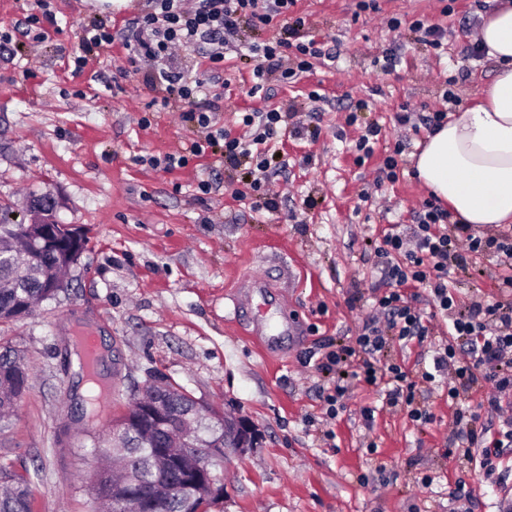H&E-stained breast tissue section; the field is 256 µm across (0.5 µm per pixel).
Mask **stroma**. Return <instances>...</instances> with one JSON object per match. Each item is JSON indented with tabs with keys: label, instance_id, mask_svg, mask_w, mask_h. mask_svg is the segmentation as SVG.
<instances>
[{
	"label": "stroma",
	"instance_id": "1",
	"mask_svg": "<svg viewBox=\"0 0 512 512\" xmlns=\"http://www.w3.org/2000/svg\"><path fill=\"white\" fill-rule=\"evenodd\" d=\"M380 10L353 14V0H297L305 17L302 41L335 47L337 59L273 91L249 95L252 68L224 62L221 123L234 110L292 105L304 111L299 133L278 149L288 162L277 210H253L238 199L243 170L213 169L208 157L187 168L150 166L149 158L189 147L199 133L171 114L154 112L155 91L141 76H122L121 42L93 53L83 70L81 33L95 21L119 29L146 0H51L56 25L32 40L14 35L0 54V204L10 223H28L31 195L53 193L57 219L78 227L88 244L66 273L64 288L32 316L0 325V342L18 350L29 370L28 390L0 431V468L27 470L33 512H95L85 479L96 456L80 445L125 414L134 394L165 379L219 413L247 418L256 448L224 468V496L211 512H448L458 481L475 491L474 512L512 503V482L495 485L448 455L452 419L447 390L433 384L424 397L434 419L416 424L381 408L376 388L353 383L345 412L326 438L324 395L336 372L309 364L325 345L348 344L372 316L380 278L375 250L391 225H409L430 199L414 171L429 135L420 129L402 153L397 181L375 183V169L400 139L395 115L439 108L445 80L467 67L453 91L460 107L478 104L496 75L485 57L464 59L486 14L499 0H378ZM397 17L400 29L384 20ZM447 29L433 50L409 27L418 17ZM395 52L383 70L379 60ZM324 100L308 113L309 91ZM364 108H357L358 100ZM150 126H141V117ZM373 153L358 161L355 144L371 127ZM217 184L198 196L197 180ZM502 270L482 257L451 278L464 301L492 299ZM279 286L284 306L303 326L286 349L265 353L248 322L224 305L249 277ZM93 337L107 387L86 409L87 381L74 362L73 337ZM377 407L372 433L358 411ZM377 445L368 452L367 441ZM368 474L369 483L358 480ZM428 474L431 485L412 484Z\"/></svg>",
	"mask_w": 512,
	"mask_h": 512
}]
</instances>
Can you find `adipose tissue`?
I'll return each instance as SVG.
<instances>
[{
	"label": "adipose tissue",
	"mask_w": 512,
	"mask_h": 512,
	"mask_svg": "<svg viewBox=\"0 0 512 512\" xmlns=\"http://www.w3.org/2000/svg\"><path fill=\"white\" fill-rule=\"evenodd\" d=\"M478 38L497 66L485 101L435 130L415 170L462 223L484 228L512 222V0L487 15Z\"/></svg>",
	"instance_id": "1"
}]
</instances>
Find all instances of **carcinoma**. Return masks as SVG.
<instances>
[{
	"label": "carcinoma",
	"instance_id": "obj_1",
	"mask_svg": "<svg viewBox=\"0 0 512 512\" xmlns=\"http://www.w3.org/2000/svg\"><path fill=\"white\" fill-rule=\"evenodd\" d=\"M33 257L29 242L22 239L0 248V322L20 318L24 306L37 305L55 298L47 284L57 274L65 271L70 257L56 252L44 259L42 270L34 276L26 272V265ZM29 374L19 353L0 345V430L9 425L16 394L24 389ZM157 401L172 417L170 428H175L184 417L197 416L193 399L171 383L158 387ZM198 435L186 447L177 449L182 456L209 460L218 478H223L224 461L211 457L207 445L224 443L222 426L203 416L196 419ZM117 436L127 446L118 456L121 471L112 475L97 471L86 477L88 486L99 503L105 506L119 499L126 504V512H210L216 500L202 498L193 487L184 486L174 495H165L161 487L182 482L181 471L172 466L162 469L158 458L169 447L166 430H155L149 420L132 406L121 418L112 422L101 436H90L92 447L98 454L112 450V437ZM0 476L10 481L9 488L0 495V512H31L28 472L1 471Z\"/></svg>",
	"mask_w": 512,
	"mask_h": 512
}]
</instances>
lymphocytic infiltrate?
Returning <instances> with one entry per match:
<instances>
[{
  "label": "lymphocytic infiltrate",
  "mask_w": 512,
  "mask_h": 512,
  "mask_svg": "<svg viewBox=\"0 0 512 512\" xmlns=\"http://www.w3.org/2000/svg\"><path fill=\"white\" fill-rule=\"evenodd\" d=\"M296 0H150L148 11L126 22L119 32L106 25L84 28V53L76 57V69L87 63L86 52L111 47L121 39L128 52L129 71L141 75L145 85L161 90L159 111L179 113L182 121L201 130L188 154H169L166 168L186 167L191 158L214 156L219 167L247 166L249 188L263 198L267 208L278 206L280 197L270 170L268 144L293 119L290 110L270 109L239 113L241 135L218 126V96L207 93V82L193 75L186 63L187 52L202 54L210 62L212 75L224 70L227 52L246 55L253 61L252 92L262 90V81L275 77L288 84L309 72L314 61H335L336 54L315 41L290 43L289 33L306 24L294 15ZM286 17L285 33L264 42L246 43L240 38L243 19L256 26L270 25ZM449 213L433 201H425L411 230H392L377 250L384 258L381 270L383 290L375 297V313L348 345L327 352L318 369L353 368L355 377L379 388L383 405L406 412L416 423L432 419L429 410L416 399L420 385L444 378L448 400L455 403L448 425L447 444L453 454L478 463L485 477L505 482L497 460L512 447V415L503 413L502 402L512 397V226L477 235L470 225L452 224ZM493 256L504 268L495 300L461 302L450 287L452 270H463L481 256ZM427 290L436 311L448 322V339L439 344L429 368L407 371L397 363L385 364L381 356L390 337L399 342L424 341L430 328L416 304L415 287ZM491 382L492 390L479 410L460 406L461 392ZM501 416L497 431L481 426L482 413Z\"/></svg>",
  "instance_id": "f902f5d3"
}]
</instances>
